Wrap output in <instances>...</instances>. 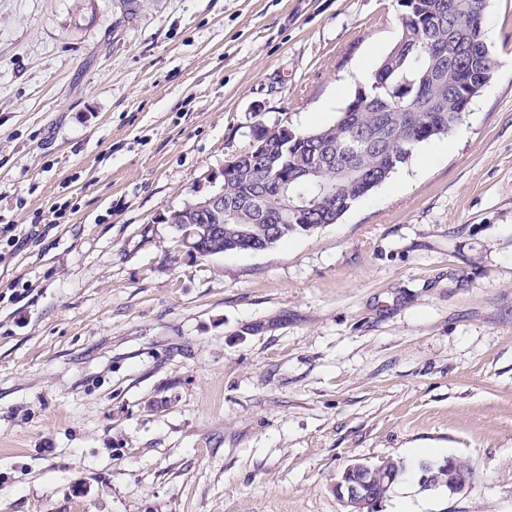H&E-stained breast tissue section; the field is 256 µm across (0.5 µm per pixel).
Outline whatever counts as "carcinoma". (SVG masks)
I'll return each mask as SVG.
<instances>
[{
  "label": "carcinoma",
  "mask_w": 512,
  "mask_h": 512,
  "mask_svg": "<svg viewBox=\"0 0 512 512\" xmlns=\"http://www.w3.org/2000/svg\"><path fill=\"white\" fill-rule=\"evenodd\" d=\"M478 0H413L414 22L409 41L393 47L381 60L365 98L357 108L347 105L335 123L301 130L288 126V187L267 167H255L250 180L236 176L224 182V202H237L257 190L263 196L264 218L245 208L224 224L223 252L246 251L253 244L272 248L283 239L336 223L361 197L385 182L405 164L419 144L451 133L471 103L468 85H476L493 63L484 39L485 12ZM415 99L420 112H398L395 102ZM365 142L361 151L353 149ZM323 168L331 182L317 190L306 169ZM300 206L298 219L287 207ZM394 475L375 477L372 492L385 499L407 472L392 459Z\"/></svg>",
  "instance_id": "cac0c4a2"
}]
</instances>
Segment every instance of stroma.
Returning a JSON list of instances; mask_svg holds the SVG:
<instances>
[{
	"label": "stroma",
	"mask_w": 512,
	"mask_h": 512,
	"mask_svg": "<svg viewBox=\"0 0 512 512\" xmlns=\"http://www.w3.org/2000/svg\"><path fill=\"white\" fill-rule=\"evenodd\" d=\"M398 0H0V512H343L363 458L441 449L512 512V0L450 134L337 223L187 256L163 215L256 124L336 121Z\"/></svg>",
	"instance_id": "stroma-1"
}]
</instances>
